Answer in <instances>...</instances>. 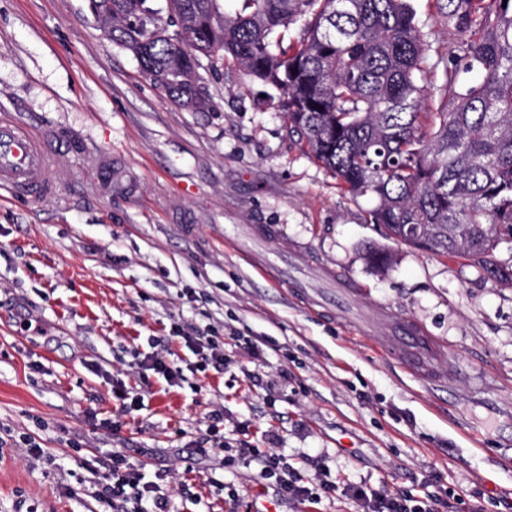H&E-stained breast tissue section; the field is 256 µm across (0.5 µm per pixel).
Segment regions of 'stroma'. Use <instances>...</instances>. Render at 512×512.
Returning a JSON list of instances; mask_svg holds the SVG:
<instances>
[{"instance_id":"obj_1","label":"stroma","mask_w":512,"mask_h":512,"mask_svg":"<svg viewBox=\"0 0 512 512\" xmlns=\"http://www.w3.org/2000/svg\"><path fill=\"white\" fill-rule=\"evenodd\" d=\"M210 101L179 105L113 42L88 0H0V113L51 137L57 193L0 198V512H99L84 460L122 448L172 512H249L253 472L226 442L325 460L368 484L452 512L512 502V285L463 258L422 253L371 223L312 159L269 87L233 64L200 71ZM274 235L254 238L255 226ZM302 254L359 295L342 321L260 276ZM389 251L387 271L369 247ZM446 349L438 378L381 353L377 304ZM213 337L224 368L199 370L175 330ZM182 379L144 385L130 363L151 337ZM259 341L250 355L248 341ZM143 407L122 413V391ZM42 451H20L22 439Z\"/></svg>"}]
</instances>
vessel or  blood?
<instances>
[{
    "label": "vessel or blood",
    "mask_w": 512,
    "mask_h": 512,
    "mask_svg": "<svg viewBox=\"0 0 512 512\" xmlns=\"http://www.w3.org/2000/svg\"><path fill=\"white\" fill-rule=\"evenodd\" d=\"M57 185L53 156L45 137L0 117V189L36 205L52 195ZM384 328L378 348L420 366L444 356L443 347L409 318L385 308L380 312Z\"/></svg>",
    "instance_id": "vessel-or-blood-1"
}]
</instances>
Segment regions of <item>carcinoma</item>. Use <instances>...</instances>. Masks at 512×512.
<instances>
[{
    "label": "carcinoma",
    "mask_w": 512,
    "mask_h": 512,
    "mask_svg": "<svg viewBox=\"0 0 512 512\" xmlns=\"http://www.w3.org/2000/svg\"><path fill=\"white\" fill-rule=\"evenodd\" d=\"M109 1L99 23L180 105L208 107L202 59L239 65L344 192L374 200L372 223L512 283L490 259L512 243V0H435L460 36L451 64L410 0H89L92 13Z\"/></svg>",
    "instance_id": "cac0c4a2"
}]
</instances>
